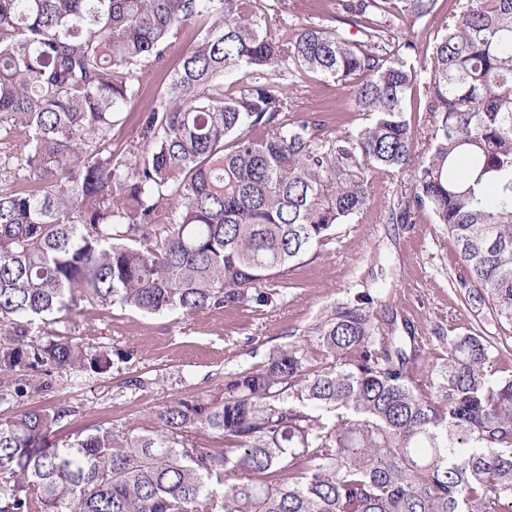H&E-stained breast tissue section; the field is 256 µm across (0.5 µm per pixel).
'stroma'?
Wrapping results in <instances>:
<instances>
[{
	"instance_id": "stroma-1",
	"label": "stroma",
	"mask_w": 512,
	"mask_h": 512,
	"mask_svg": "<svg viewBox=\"0 0 512 512\" xmlns=\"http://www.w3.org/2000/svg\"><path fill=\"white\" fill-rule=\"evenodd\" d=\"M305 105L318 109L330 128L360 127L347 88L311 81ZM409 187L400 177L377 187L369 213L342 225L317 258L297 265L276 307H247L148 316L131 308L82 304L77 333L93 328L90 342L115 353L133 352L130 362L115 361L103 375L84 372L55 378L44 391L30 393L6 412L35 406H70V430L102 423L117 432L149 428L148 412L167 402L221 396L224 375L257 368L270 352L299 342L311 350L313 367L324 359L314 328L337 304L368 292L377 308L395 320L396 333L426 342L437 328L459 331L476 326L480 315L465 306L451 280L460 258L453 239L429 213L412 224L388 223V210ZM141 379V387L130 379Z\"/></svg>"
}]
</instances>
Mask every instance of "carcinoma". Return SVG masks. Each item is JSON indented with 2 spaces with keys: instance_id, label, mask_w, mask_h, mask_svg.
Listing matches in <instances>:
<instances>
[{
  "instance_id": "cac0c4a2",
  "label": "carcinoma",
  "mask_w": 512,
  "mask_h": 512,
  "mask_svg": "<svg viewBox=\"0 0 512 512\" xmlns=\"http://www.w3.org/2000/svg\"><path fill=\"white\" fill-rule=\"evenodd\" d=\"M288 0H0V405L44 377L112 367L72 336L81 303L191 316L276 307L291 268L408 174L388 220L430 212L461 263L452 286L512 329V0H336L329 25L272 29ZM196 38L138 140L112 128ZM350 88L367 117L330 131L300 116L312 77ZM431 115L427 140L406 103ZM24 176H19L18 171ZM23 182H17L18 178ZM369 293L224 396L177 399L155 427L75 413L0 418V512H512V374L496 342L450 325L416 367ZM222 448H201L204 433Z\"/></svg>"
}]
</instances>
